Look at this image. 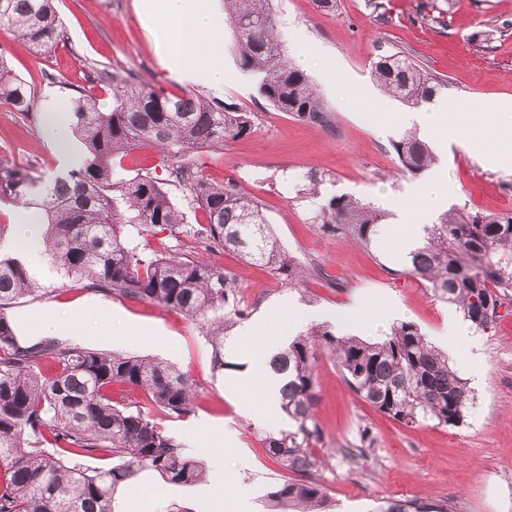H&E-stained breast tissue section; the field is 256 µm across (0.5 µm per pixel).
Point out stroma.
Wrapping results in <instances>:
<instances>
[{
	"mask_svg": "<svg viewBox=\"0 0 512 512\" xmlns=\"http://www.w3.org/2000/svg\"><path fill=\"white\" fill-rule=\"evenodd\" d=\"M64 37L48 56H38L11 31L0 29V58L32 90L35 100L53 98L67 104L70 93L60 81L76 83L82 70L121 69L165 93L218 98L252 112L254 132L218 148L191 151L201 176L221 183L236 181L263 207L268 223L283 245L304 262H316L322 274L302 289L281 287L267 268L247 263L234 253L167 233L151 237L156 250L180 248L192 256L231 271L246 297L259 305L249 318L270 328L288 325L291 307L317 312L314 327L335 330L322 319L325 311L346 310L363 303L369 315L351 332L368 340L385 335L377 321L417 324L436 348L447 352L460 377L468 375V350L444 337L449 315L456 309L434 300L422 281L404 274L398 245L380 237L368 249L349 239L324 234L313 215L329 199L349 195L376 202L384 188L403 199L415 178L400 173L393 140L405 133L396 126L382 133L370 109L359 106L355 93L364 91L391 112L407 104L384 97L374 85L371 67L377 58L405 51L416 63L441 77L442 95L476 100L494 113L500 100L512 99V29L479 51L473 40L481 32L511 24L512 0H336L334 9L315 0H272L277 40L287 57L298 48L321 59L304 65L332 118L331 127L305 123L274 110L259 94L252 76L240 71L232 54L224 56V91L183 86L158 57L152 29L140 19V0H56ZM440 174L448 182L449 205L469 211L512 212V157L488 162L484 147L471 142L439 150ZM0 165L37 180L53 177L60 157L42 135L39 114L0 104ZM321 179L318 198L303 193L309 176ZM28 266L51 285L48 298L15 305L11 320L51 308L75 310L91 289L64 279L47 255L28 259ZM121 315L111 334L89 331L80 345L125 354L154 357L186 373L197 399L186 416L163 419L177 439L196 448L213 446L217 425L230 426L235 438L224 450V464L235 484L257 486L252 512H268L267 498L285 477L265 452L267 436L292 430L281 411L254 423L237 411L238 397L228 386L238 376V363L251 337L233 333L224 353L231 369L213 373L211 348L197 325L177 311L148 302L109 299ZM483 352L482 384L463 425L444 427L427 422L408 427L358 399L326 352L316 360L315 413L321 438L315 442L319 463L311 473L327 498L326 512H374L385 498L448 501L452 512H512V315L495 331L478 333ZM369 427L375 443L365 458L352 461L344 449L353 447L360 428ZM249 459V469L238 467ZM149 500L162 512H213L203 494L204 483L168 489L161 482L142 484Z\"/></svg>",
	"mask_w": 512,
	"mask_h": 512,
	"instance_id": "obj_1",
	"label": "stroma"
}]
</instances>
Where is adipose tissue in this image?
Wrapping results in <instances>:
<instances>
[{
	"instance_id": "ef3b65f1",
	"label": "adipose tissue",
	"mask_w": 512,
	"mask_h": 512,
	"mask_svg": "<svg viewBox=\"0 0 512 512\" xmlns=\"http://www.w3.org/2000/svg\"><path fill=\"white\" fill-rule=\"evenodd\" d=\"M144 18L158 30L163 45L161 62L176 77L187 85H203L215 92L224 89V20L215 13L210 0H144ZM43 114L44 131L47 138L66 158L70 167L82 163L72 145L70 125L65 111L52 100L43 101L39 107ZM379 129L391 130L394 124L417 126L426 136L441 141H461V126L469 124L483 146L492 152L512 153V125L504 126L487 121L481 106L472 102L466 113L452 111L448 107L421 105L407 112H381L377 116ZM447 190L443 179L427 177L411 197L398 209L397 223L387 225L385 233L398 244L411 247L420 236L421 225L429 223L432 216L443 207ZM249 335L256 343L245 352V367L233 382L235 390L260 388L259 405L244 407L246 417L256 419L274 411L278 405L276 382L272 377L268 361L272 351L286 344L282 334H269L252 327Z\"/></svg>"
}]
</instances>
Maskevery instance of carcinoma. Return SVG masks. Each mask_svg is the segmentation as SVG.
<instances>
[{
    "instance_id": "carcinoma-1",
    "label": "carcinoma",
    "mask_w": 512,
    "mask_h": 512,
    "mask_svg": "<svg viewBox=\"0 0 512 512\" xmlns=\"http://www.w3.org/2000/svg\"><path fill=\"white\" fill-rule=\"evenodd\" d=\"M238 67L256 77L259 94L278 112L325 125L328 111L308 76L286 58L274 35L272 0H224ZM0 28L27 41L40 55L55 51L63 30L53 0H0ZM371 76L389 97L419 105L435 97L444 80L402 51L373 63ZM112 87L104 111L84 92L71 97L75 133L85 147L83 164L64 178L40 182L0 166V202L26 204L37 197L47 229L41 247L62 275L110 297L148 301L198 324L211 347V368L222 373L224 343L251 307L234 275L179 252L159 256L145 233L169 231L236 252L270 267L283 286L299 288L321 275L303 264L274 235L259 203L228 181L201 177L186 153L222 146L249 135L251 113L233 103L166 95L121 70L96 72ZM20 112L32 106L31 90L0 62V103ZM143 144L162 150L168 173L130 177L114 173L117 160ZM401 171L420 174L437 161L429 144L408 131L392 142ZM179 187L206 223H185L169 187ZM388 213L370 202L336 196L314 221L322 232L370 247ZM406 273L425 282L437 300L458 308L482 332L501 312H512V213L470 212L453 206L424 228L423 243L404 253ZM43 286L18 256L0 254V512H113L117 487L144 469L172 484L202 481V463L183 452L159 418L190 412L189 377L152 358L90 349L59 340L33 343L17 336L8 310L23 298H43ZM323 348L353 393L378 411L413 426L433 421L457 427L473 403L467 382L414 323L397 322L385 338L367 341L316 329L294 337L272 355L279 407L295 430L265 438L267 455L293 473L272 492L292 512H325V493L310 478L318 464L311 442L320 436L314 362ZM50 359L54 369L41 370ZM128 388L115 400L112 386ZM145 394L148 406L135 396ZM369 428L359 430L348 455L373 447ZM105 457L107 467L86 460ZM378 512H451L444 501L389 498Z\"/></svg>"
}]
</instances>
